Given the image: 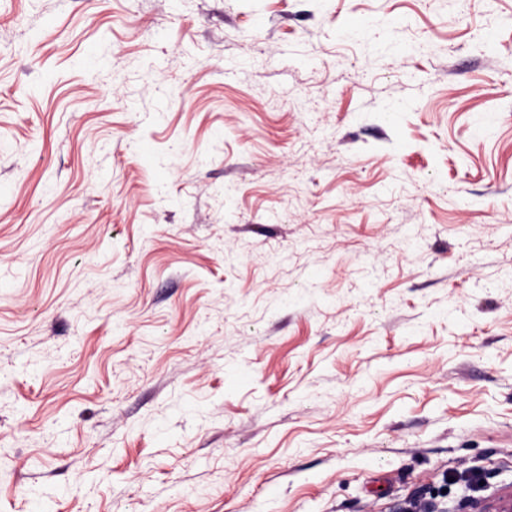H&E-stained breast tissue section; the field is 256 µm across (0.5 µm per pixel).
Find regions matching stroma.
Instances as JSON below:
<instances>
[{
    "label": "stroma",
    "mask_w": 512,
    "mask_h": 512,
    "mask_svg": "<svg viewBox=\"0 0 512 512\" xmlns=\"http://www.w3.org/2000/svg\"><path fill=\"white\" fill-rule=\"evenodd\" d=\"M509 492L512 0H0V512Z\"/></svg>",
    "instance_id": "1"
}]
</instances>
